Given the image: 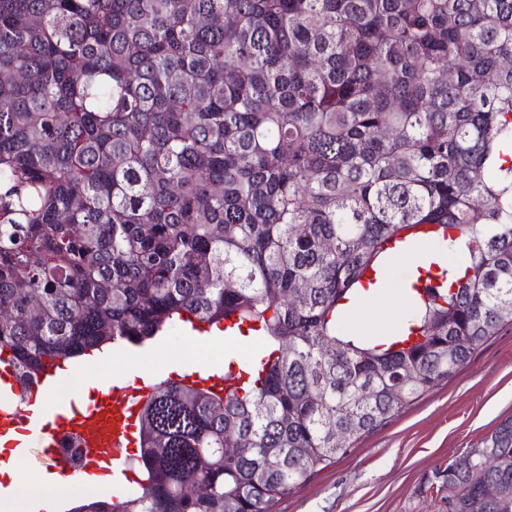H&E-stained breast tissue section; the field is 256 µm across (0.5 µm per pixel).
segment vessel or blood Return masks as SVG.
Segmentation results:
<instances>
[{
  "instance_id": "obj_1",
  "label": "vessel or blood",
  "mask_w": 512,
  "mask_h": 512,
  "mask_svg": "<svg viewBox=\"0 0 512 512\" xmlns=\"http://www.w3.org/2000/svg\"><path fill=\"white\" fill-rule=\"evenodd\" d=\"M188 379L229 391L238 389L243 382L234 364L223 370H194ZM153 390V384L142 379H112L100 400L88 404L76 395L61 400L55 409L54 423L49 426L44 424L41 412L16 403L23 387L10 370H0V437L26 433V447L36 449L38 458L49 460L51 467L63 476L71 475L73 469L65 456L56 453L55 446L57 439L66 435L75 436L81 447L87 448L86 469H120L127 463L133 423Z\"/></svg>"
}]
</instances>
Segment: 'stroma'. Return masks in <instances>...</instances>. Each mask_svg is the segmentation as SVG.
<instances>
[{"mask_svg":"<svg viewBox=\"0 0 512 512\" xmlns=\"http://www.w3.org/2000/svg\"><path fill=\"white\" fill-rule=\"evenodd\" d=\"M412 257L391 261L383 289L359 308L357 327L367 336L392 330L406 302L401 288ZM206 351L175 330L144 349L100 359L69 379L63 394L77 392L81 377L126 378L143 374L162 380L177 367H205L258 347L251 337L213 336ZM512 417V327L482 344L448 381L442 382L359 440L353 451L316 472L271 512H448V462L478 447L505 418Z\"/></svg>","mask_w":512,"mask_h":512,"instance_id":"obj_1","label":"stroma"}]
</instances>
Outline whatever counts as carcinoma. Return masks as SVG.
<instances>
[{
    "label": "carcinoma",
    "mask_w": 512,
    "mask_h": 512,
    "mask_svg": "<svg viewBox=\"0 0 512 512\" xmlns=\"http://www.w3.org/2000/svg\"><path fill=\"white\" fill-rule=\"evenodd\" d=\"M417 224L464 262L359 335ZM1 309L21 382L248 325L256 385L157 382L140 491L69 512H269L512 327V0H0ZM481 445L448 495L512 512V417ZM448 235V229L439 224H421L407 230L402 238H396L386 244V251L399 253L402 249V244L407 237L416 241H423L427 238Z\"/></svg>",
    "instance_id": "1"
}]
</instances>
